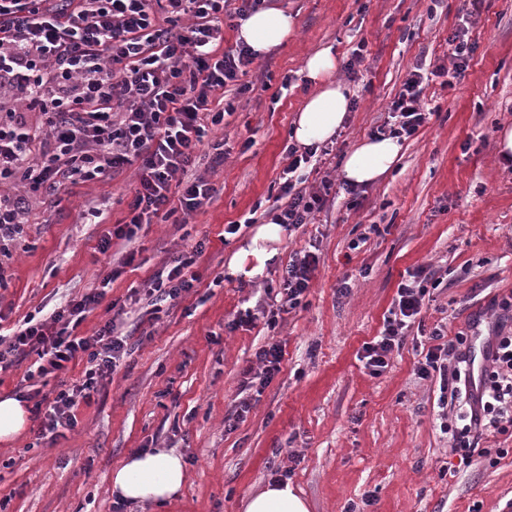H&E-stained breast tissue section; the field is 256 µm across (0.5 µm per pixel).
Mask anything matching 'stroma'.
Wrapping results in <instances>:
<instances>
[{"instance_id": "35a3bbf8", "label": "stroma", "mask_w": 512, "mask_h": 512, "mask_svg": "<svg viewBox=\"0 0 512 512\" xmlns=\"http://www.w3.org/2000/svg\"><path fill=\"white\" fill-rule=\"evenodd\" d=\"M293 14L287 41L250 67L267 76L262 95L226 92L234 109L214 135L223 165L207 170L212 199L190 223L180 215L143 225L135 243H98L122 220L136 188L134 169L68 186L57 206L26 225L24 241L0 260V333L101 286L113 263H133L106 288L104 302L78 329L90 336L176 251L204 242L194 288L167 314L152 318L147 301L122 328L127 352L78 423L49 444L29 417L15 441L0 443V512H113L111 474L129 455L169 448L181 455L187 482L179 499L142 512H242L247 495L287 472L311 512H512V426L485 435L501 448L496 462H459L437 402L439 373L417 368L431 334L464 337L479 351L512 295V164L495 158L496 137L512 127V0H481L470 19L476 49L452 85L430 82L431 116L402 143L392 172L357 193L336 192L312 223L288 231L279 261L248 283L224 266L248 238L224 227L257 202L276 198L288 163L295 112L312 93L305 58L331 48L346 62L358 42L367 60L352 82L356 106L306 183L338 180L346 154L381 125L419 54L450 64L448 38L463 0H268ZM107 221L88 224V206ZM314 251L320 262L301 305L271 317L290 257ZM438 269L420 314L386 371L370 374L360 355L379 336L401 282L418 267ZM346 295H339L341 285ZM254 321L232 328L240 311ZM282 343L281 369L262 392L242 391L245 369L268 340ZM251 409L237 429L224 418L241 396ZM374 503L364 506V494Z\"/></svg>"}]
</instances>
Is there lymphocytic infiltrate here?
<instances>
[{"label": "lymphocytic infiltrate", "instance_id": "1", "mask_svg": "<svg viewBox=\"0 0 512 512\" xmlns=\"http://www.w3.org/2000/svg\"><path fill=\"white\" fill-rule=\"evenodd\" d=\"M265 0H0V256L20 245L24 227L38 209L53 206L61 188L95 182L134 165L138 186L128 205L126 221L100 239V252L113 240L133 242L141 225L175 213L189 217L212 197L213 188L199 174L201 148L211 127L224 121V93L237 86L255 60L245 44L224 52L220 15L243 20L263 9ZM189 26H181L182 18ZM452 63L428 65L418 57L387 118L376 132L398 140L412 137L426 120L421 106L423 83L430 77L461 76L474 51L467 25L449 37ZM40 111L42 120L29 115ZM280 195L287 203L277 223L298 228L321 211V191H306L307 165L313 150L287 146ZM203 252L192 246L173 256L164 272L152 277L145 290L154 312L189 293L188 276ZM311 251L289 260L279 291V311L296 309L318 267ZM122 273L113 267L104 286L67 301L44 320L24 322L7 348L0 349V369L9 357L35 351L38 360L27 380L53 375L58 390L49 403L38 438L56 440L77 425L75 410L90 402L101 382L111 375L127 351L119 327L127 310L114 309L94 335L76 329L102 302L105 285ZM423 288L401 284L380 336L363 347L364 366L381 374L390 354L401 348L405 332L419 314ZM464 338L431 347L418 369L420 377L441 374L446 392L462 397L453 430V449L460 464L474 454L491 456L480 441L488 429L512 423V333L497 331L489 363L474 374ZM86 356L80 380L68 382V365Z\"/></svg>", "mask_w": 512, "mask_h": 512}]
</instances>
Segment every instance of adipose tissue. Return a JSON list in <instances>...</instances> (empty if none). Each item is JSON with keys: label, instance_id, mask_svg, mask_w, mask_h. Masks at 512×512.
<instances>
[{"label": "adipose tissue", "instance_id": "1", "mask_svg": "<svg viewBox=\"0 0 512 512\" xmlns=\"http://www.w3.org/2000/svg\"><path fill=\"white\" fill-rule=\"evenodd\" d=\"M293 28L292 15L268 8L243 21L237 37L262 56L284 43ZM337 69L338 62L331 49H322L306 58L304 70L317 88L292 123V137L298 147L323 145L343 125L352 92L337 78ZM401 149V144L390 137L363 140L347 154L341 177L353 185L373 183L394 168ZM285 234V227L270 218L256 226L232 254L226 266L227 275L247 280L263 275L277 260ZM186 480L181 456L157 448L126 458L112 473V492L135 505L161 504L177 499ZM244 512H309V506L291 483L274 482L249 495Z\"/></svg>", "mask_w": 512, "mask_h": 512}]
</instances>
